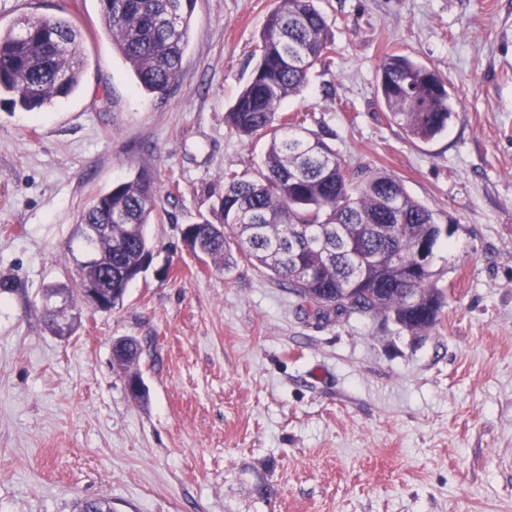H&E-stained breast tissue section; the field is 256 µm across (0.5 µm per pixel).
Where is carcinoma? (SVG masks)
I'll return each mask as SVG.
<instances>
[{
	"mask_svg": "<svg viewBox=\"0 0 512 512\" xmlns=\"http://www.w3.org/2000/svg\"><path fill=\"white\" fill-rule=\"evenodd\" d=\"M112 46L139 86L164 94L176 83L189 43L193 0H101ZM328 17L318 0H279L266 16L258 62L226 123L241 136L268 138L262 166L246 179L224 171V193L210 216L190 224L192 252L218 270L232 250L255 262L270 279L318 304L317 315L382 316L412 335L434 327L442 312L412 305L409 289H432L433 270L412 268L417 247L428 255L442 237L438 213L413 199L386 171L355 177L337 153L305 126L308 115L278 123L282 102L302 92L312 67L333 51ZM85 65L80 30L65 18L25 17L0 30V93L26 111L69 96ZM376 96L410 139L432 141L452 115L444 81L427 66L393 54L379 66ZM157 187L146 176L123 181L98 196L82 224H109L103 261L80 269L112 283V305L129 285L123 272L150 254L146 228L156 210ZM125 369L140 357V343L123 339ZM104 497L85 498L75 512H111Z\"/></svg>",
	"mask_w": 512,
	"mask_h": 512,
	"instance_id": "carcinoma-1",
	"label": "carcinoma"
}]
</instances>
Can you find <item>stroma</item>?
I'll use <instances>...</instances> for the list:
<instances>
[{"label":"stroma","instance_id":"35a3bbf8","mask_svg":"<svg viewBox=\"0 0 512 512\" xmlns=\"http://www.w3.org/2000/svg\"><path fill=\"white\" fill-rule=\"evenodd\" d=\"M277 0H194L177 82L144 93L112 46L100 0H0V28L64 17L86 66L32 112L0 95V512H512V0H320L336 51L302 93L345 166L395 174L448 227L432 268L445 295L422 338L382 318L319 319L237 260L184 243L224 172L267 147L224 115L250 78ZM434 70L446 131L406 135L376 97L379 64ZM158 188L148 267L71 336L41 296L85 258L91 199L139 175ZM141 344L144 399L112 367Z\"/></svg>","mask_w":512,"mask_h":512}]
</instances>
